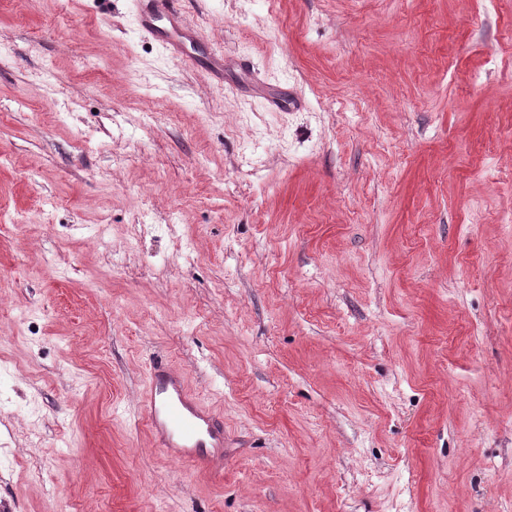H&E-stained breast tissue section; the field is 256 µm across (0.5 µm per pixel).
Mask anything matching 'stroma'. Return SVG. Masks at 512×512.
Segmentation results:
<instances>
[{
    "label": "stroma",
    "mask_w": 512,
    "mask_h": 512,
    "mask_svg": "<svg viewBox=\"0 0 512 512\" xmlns=\"http://www.w3.org/2000/svg\"><path fill=\"white\" fill-rule=\"evenodd\" d=\"M179 7L0 0V512H512V0ZM142 29L153 38H161L168 50L177 56L184 54V40L193 33L184 15L176 8V0H136ZM159 22H165L161 27ZM144 412L165 452L215 476L224 470V421L190 390L183 373L165 364L148 372Z\"/></svg>",
    "instance_id": "35a3bbf8"
}]
</instances>
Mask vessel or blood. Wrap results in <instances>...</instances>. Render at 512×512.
I'll return each instance as SVG.
<instances>
[{"label":"vessel or blood","instance_id":"vessel-or-blood-1","mask_svg":"<svg viewBox=\"0 0 512 512\" xmlns=\"http://www.w3.org/2000/svg\"><path fill=\"white\" fill-rule=\"evenodd\" d=\"M142 29L161 39L177 56L191 34L176 0H136ZM148 425L165 452L206 473L219 476L224 470V423L190 390L183 373L165 364L148 372L143 400Z\"/></svg>","mask_w":512,"mask_h":512}]
</instances>
